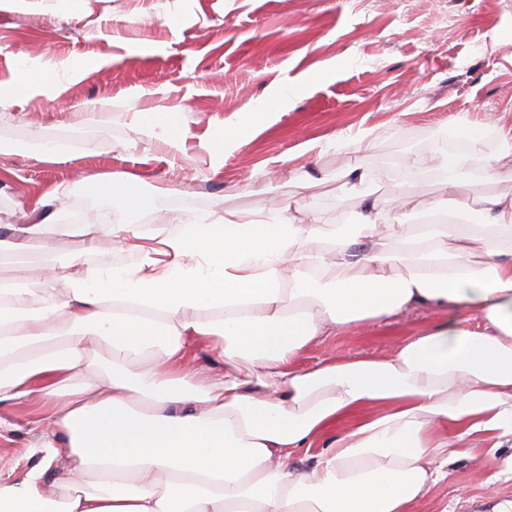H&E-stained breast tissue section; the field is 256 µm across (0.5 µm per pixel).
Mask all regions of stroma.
<instances>
[{"label":"stroma","instance_id":"35a3bbf8","mask_svg":"<svg viewBox=\"0 0 512 512\" xmlns=\"http://www.w3.org/2000/svg\"><path fill=\"white\" fill-rule=\"evenodd\" d=\"M31 69L48 72L37 93L25 83ZM288 83L287 104L244 130L247 113ZM0 85L14 92L0 113V225L31 223L22 202L54 187L79 224L173 227L217 202L267 217L301 194L320 223L336 225L361 209L357 198L339 199L338 172L427 151L428 134L463 114L477 125L492 117L512 127V0H0ZM87 100L108 103L111 123L80 121L71 107ZM140 111L186 113L180 147L164 148L134 123ZM236 127L239 138L215 159L208 144ZM366 130L371 145L353 150ZM60 142L67 150L40 154V146ZM259 170L265 181L246 188ZM90 173H122L130 189L171 193L158 210L129 214L87 186ZM477 177L469 170L451 190L431 172L387 184L376 198L388 207L407 195L409 223L442 200L450 217L473 224L479 212L459 205L473 188L512 194V180ZM85 250L80 236L30 242L0 258V279H12L21 263L39 281L44 264ZM447 315L421 307L327 336L294 366L383 358ZM41 417L34 402L0 404V476L22 478L39 462ZM494 441L472 436L473 454L449 465L409 512H491L494 497L511 499L512 449Z\"/></svg>","mask_w":512,"mask_h":512}]
</instances>
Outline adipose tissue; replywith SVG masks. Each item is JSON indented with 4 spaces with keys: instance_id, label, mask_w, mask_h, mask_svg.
Wrapping results in <instances>:
<instances>
[{
    "instance_id": "1",
    "label": "adipose tissue",
    "mask_w": 512,
    "mask_h": 512,
    "mask_svg": "<svg viewBox=\"0 0 512 512\" xmlns=\"http://www.w3.org/2000/svg\"><path fill=\"white\" fill-rule=\"evenodd\" d=\"M162 146L180 143L182 113L136 112ZM456 138L428 137L406 178L512 179V130L493 146L467 116ZM391 168H354L342 195L366 213L328 228L302 203L261 220L80 224L129 264L25 267L0 284V402L39 398L48 424L41 462L0 479V512H408L478 433L512 441V195H482L477 224H409L372 198ZM88 180L120 209L152 210L163 188L131 193L114 174ZM82 266L69 285V266ZM290 270L283 286L282 270ZM419 306L447 318L381 359L294 360L313 342ZM198 339L216 353L189 362ZM377 412L324 447L330 419ZM67 460L66 475L55 472Z\"/></svg>"
}]
</instances>
